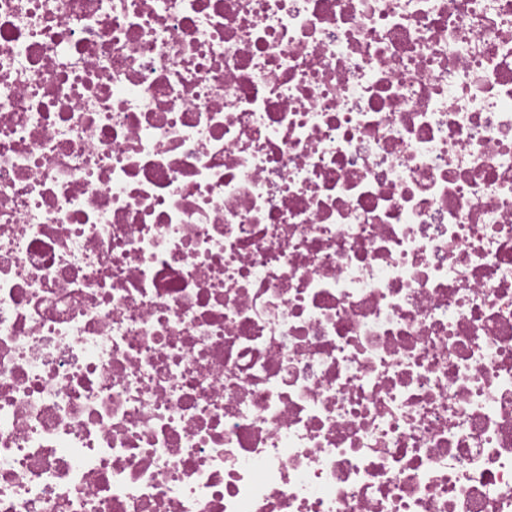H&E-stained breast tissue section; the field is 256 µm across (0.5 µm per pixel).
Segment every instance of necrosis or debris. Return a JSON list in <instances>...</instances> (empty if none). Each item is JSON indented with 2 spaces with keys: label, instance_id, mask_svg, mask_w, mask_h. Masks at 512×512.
I'll return each mask as SVG.
<instances>
[{
  "label": "necrosis or debris",
  "instance_id": "obj_1",
  "mask_svg": "<svg viewBox=\"0 0 512 512\" xmlns=\"http://www.w3.org/2000/svg\"><path fill=\"white\" fill-rule=\"evenodd\" d=\"M0 512H512V0H0Z\"/></svg>",
  "mask_w": 512,
  "mask_h": 512
}]
</instances>
